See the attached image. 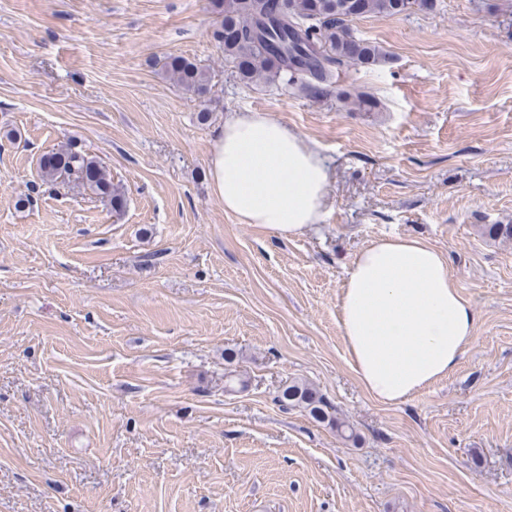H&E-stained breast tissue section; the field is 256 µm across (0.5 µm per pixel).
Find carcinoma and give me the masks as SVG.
I'll list each match as a JSON object with an SVG mask.
<instances>
[{
  "label": "carcinoma",
  "instance_id": "cac0c4a2",
  "mask_svg": "<svg viewBox=\"0 0 512 512\" xmlns=\"http://www.w3.org/2000/svg\"><path fill=\"white\" fill-rule=\"evenodd\" d=\"M214 5L222 23L213 37L224 47L232 76L246 85H275L309 98L327 95L342 68L368 67L385 58L381 47L355 35L356 20L433 7L432 0H214ZM162 69L191 95L201 97L209 90L210 72L188 57L170 54ZM40 171L45 181L71 179L109 201L112 210L124 208L120 189L94 156L70 148L52 151L41 157ZM479 231L490 240H512V224H483ZM275 401L285 410L302 409L347 442L358 441L355 430L304 381L282 386Z\"/></svg>",
  "mask_w": 512,
  "mask_h": 512
}]
</instances>
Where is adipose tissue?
I'll use <instances>...</instances> for the list:
<instances>
[{
  "label": "adipose tissue",
  "mask_w": 512,
  "mask_h": 512,
  "mask_svg": "<svg viewBox=\"0 0 512 512\" xmlns=\"http://www.w3.org/2000/svg\"><path fill=\"white\" fill-rule=\"evenodd\" d=\"M209 176L226 213L288 238L320 222L331 183L317 145L264 112L225 121L215 135ZM337 309L350 369L372 397L389 405L451 375L478 323L447 259L410 236L361 249Z\"/></svg>",
  "instance_id": "ef3b65f1"
}]
</instances>
